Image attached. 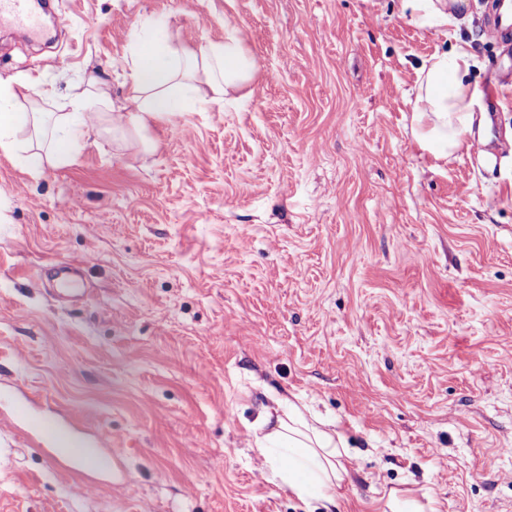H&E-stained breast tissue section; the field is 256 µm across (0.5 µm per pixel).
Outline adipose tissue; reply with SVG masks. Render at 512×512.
<instances>
[{"label":"adipose tissue","mask_w":512,"mask_h":512,"mask_svg":"<svg viewBox=\"0 0 512 512\" xmlns=\"http://www.w3.org/2000/svg\"><path fill=\"white\" fill-rule=\"evenodd\" d=\"M465 0H400L403 16L419 28L453 20ZM159 37L138 38L127 62L129 99L135 109L113 113V129L146 127L204 104L225 100L229 92L249 85L257 72L253 53L232 20L224 22V39L196 51L174 46L165 23ZM473 56L468 45L438 53L417 72V94L411 126L419 149L434 160L455 153L470 136L491 138L487 119H476L482 92L469 79ZM98 101H74L67 112H41L21 102L10 87H0V154L26 156L33 172L43 164L67 166L78 157L89 125L98 118ZM250 441L263 458L268 481L288 489L302 502L317 501L334 512L340 490L350 482L346 465L349 444L333 421L308 414L306 407L273 395L251 427Z\"/></svg>","instance_id":"ef3b65f1"}]
</instances>
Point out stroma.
Segmentation results:
<instances>
[{
    "label": "stroma",
    "mask_w": 512,
    "mask_h": 512,
    "mask_svg": "<svg viewBox=\"0 0 512 512\" xmlns=\"http://www.w3.org/2000/svg\"><path fill=\"white\" fill-rule=\"evenodd\" d=\"M485 2L421 29L398 0H59L49 47L0 35L44 112L129 107L152 20L195 51L233 17L258 65L246 99L99 123L71 165L0 154V512H308L248 443L274 392L347 437L335 512H512V157L411 135L432 55L470 43L482 89L512 72ZM70 258L77 293L43 277ZM104 433L87 475L56 451ZM435 501L429 499L427 504H422L418 500L405 496L399 498L395 493H390L388 506L392 512H439L435 506ZM410 508L409 510H400Z\"/></svg>",
    "instance_id": "1"
}]
</instances>
